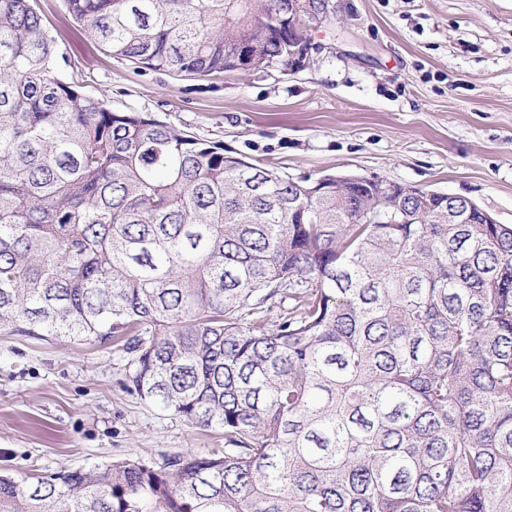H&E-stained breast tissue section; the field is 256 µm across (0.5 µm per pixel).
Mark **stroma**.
Returning a JSON list of instances; mask_svg holds the SVG:
<instances>
[{"label":"stroma","instance_id":"stroma-1","mask_svg":"<svg viewBox=\"0 0 512 512\" xmlns=\"http://www.w3.org/2000/svg\"><path fill=\"white\" fill-rule=\"evenodd\" d=\"M63 72L113 110L147 112L291 174H356L464 196L512 225V0H342L314 61L282 76L142 73L66 0H32ZM116 346L0 330V473L220 449L127 387Z\"/></svg>","mask_w":512,"mask_h":512}]
</instances>
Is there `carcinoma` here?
<instances>
[{
  "label": "carcinoma",
  "instance_id": "1",
  "mask_svg": "<svg viewBox=\"0 0 512 512\" xmlns=\"http://www.w3.org/2000/svg\"><path fill=\"white\" fill-rule=\"evenodd\" d=\"M67 4L142 72L295 70L292 0ZM313 182L112 110L0 0V327L121 346L130 390L224 431L0 475V512H512V225Z\"/></svg>",
  "mask_w": 512,
  "mask_h": 512
}]
</instances>
